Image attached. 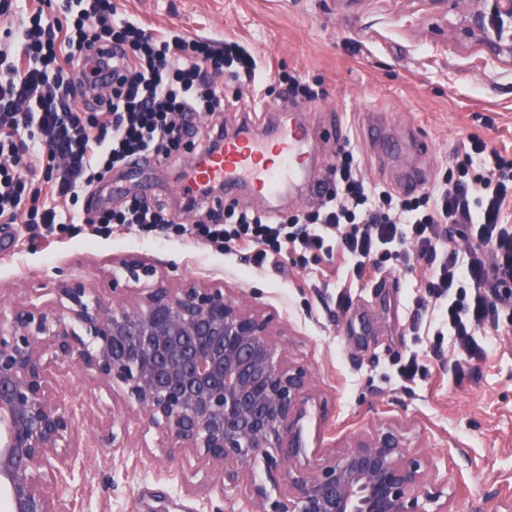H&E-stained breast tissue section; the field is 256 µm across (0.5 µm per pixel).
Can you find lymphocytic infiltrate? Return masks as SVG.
<instances>
[{
	"mask_svg": "<svg viewBox=\"0 0 512 512\" xmlns=\"http://www.w3.org/2000/svg\"><path fill=\"white\" fill-rule=\"evenodd\" d=\"M57 5L56 15L39 9L0 32V224H37L49 236L72 224H136L248 252L258 263L285 247L334 253L359 280L384 257L418 258L429 267L437 335L452 338L461 363L481 359L477 330L512 314L511 157L468 135L447 177L429 192L399 196L368 181L346 146L318 208L284 221L218 204L189 229L171 226L164 205L137 198L119 210L94 206L88 194L112 168L137 155L171 158L195 122L223 111L225 76L274 82L286 100L321 92L296 75L267 78L235 41L176 31L157 38L113 0ZM452 224L465 255L453 246Z\"/></svg>",
	"mask_w": 512,
	"mask_h": 512,
	"instance_id": "obj_1",
	"label": "lymphocytic infiltrate"
}]
</instances>
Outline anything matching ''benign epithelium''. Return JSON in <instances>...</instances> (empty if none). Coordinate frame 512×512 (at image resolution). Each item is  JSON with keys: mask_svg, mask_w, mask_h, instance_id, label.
I'll list each match as a JSON object with an SVG mask.
<instances>
[{"mask_svg": "<svg viewBox=\"0 0 512 512\" xmlns=\"http://www.w3.org/2000/svg\"><path fill=\"white\" fill-rule=\"evenodd\" d=\"M424 2L436 15L457 16L461 36L512 67V0ZM159 265L120 261L110 301L75 279L57 288L60 311L0 308V489L9 512H73L82 405L51 392L49 352L117 384L135 420L165 439L164 457L204 455L221 473V494L263 460L283 492L273 499L254 481L238 512H451L447 485L432 462L409 452L396 423L298 464L312 375L287 359L273 314L223 282L171 286Z\"/></svg>", "mask_w": 512, "mask_h": 512, "instance_id": "benign-epithelium-1", "label": "benign epithelium"}]
</instances>
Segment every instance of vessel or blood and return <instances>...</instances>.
<instances>
[{"label": "vessel or blood", "mask_w": 512, "mask_h": 512, "mask_svg": "<svg viewBox=\"0 0 512 512\" xmlns=\"http://www.w3.org/2000/svg\"><path fill=\"white\" fill-rule=\"evenodd\" d=\"M313 143L312 130L301 121L272 128L254 125L225 135L219 151L199 154L188 178L197 186H223L228 194L245 187L252 196L272 198L303 170Z\"/></svg>", "instance_id": "1"}]
</instances>
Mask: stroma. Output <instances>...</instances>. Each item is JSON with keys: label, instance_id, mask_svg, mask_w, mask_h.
<instances>
[{"label": "stroma", "instance_id": "stroma-1", "mask_svg": "<svg viewBox=\"0 0 512 512\" xmlns=\"http://www.w3.org/2000/svg\"><path fill=\"white\" fill-rule=\"evenodd\" d=\"M120 13L156 37L180 30L190 37L229 38L247 47L262 70L297 74L323 89L308 112L292 104L267 122L302 118L317 137L313 175H326L344 143L357 151L364 175L395 188L420 170L428 184L452 166L463 138L475 134L512 155V68L478 46L432 29L421 0H116ZM199 123L164 163L145 157L141 176L112 170L94 190L100 206L119 208L134 197L163 203L169 218L189 225L205 206L179 195L193 149L205 138ZM428 148L418 152L415 138ZM0 248V301L55 303L57 287L78 278L107 288L113 262L159 258L171 284L191 278L221 281L250 305L276 312L290 360L312 373L314 399L303 429L300 464L323 449L347 446L351 434L386 420L401 424L410 452L427 456L447 480L453 512H499L512 494V323L481 330L484 356L476 371L456 374L449 337L430 313L425 267L392 256L375 283L355 282L339 257L285 250L256 264L187 237L147 234L138 227L94 233L74 224L54 240L39 228L9 225ZM419 370L404 378L411 354ZM52 389L83 405L77 423L87 453L74 471L76 512H226L213 473L200 454L168 461L156 431L131 427L124 449L106 443L112 421L130 411L123 393L90 373L51 362Z\"/></svg>", "mask_w": 512, "mask_h": 512}]
</instances>
